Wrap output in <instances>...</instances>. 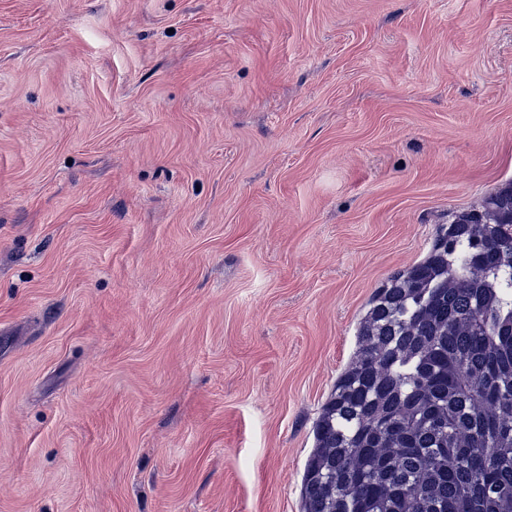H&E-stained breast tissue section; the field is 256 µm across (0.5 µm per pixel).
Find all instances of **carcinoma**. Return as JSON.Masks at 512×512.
<instances>
[{
	"label": "carcinoma",
	"instance_id": "cac0c4a2",
	"mask_svg": "<svg viewBox=\"0 0 512 512\" xmlns=\"http://www.w3.org/2000/svg\"><path fill=\"white\" fill-rule=\"evenodd\" d=\"M357 336L303 512H512V185L440 225Z\"/></svg>",
	"mask_w": 512,
	"mask_h": 512
}]
</instances>
